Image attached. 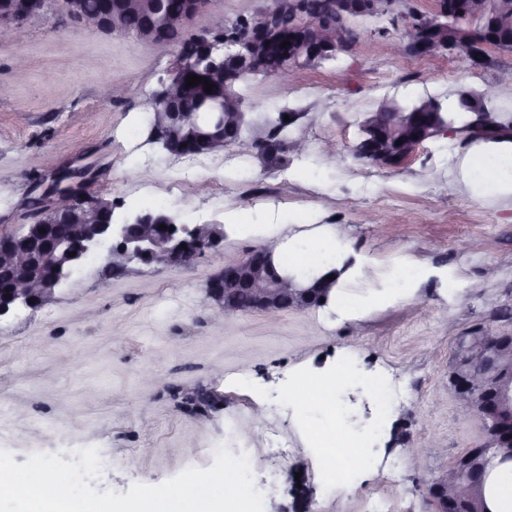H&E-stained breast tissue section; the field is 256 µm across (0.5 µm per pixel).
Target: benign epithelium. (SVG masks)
Returning a JSON list of instances; mask_svg holds the SVG:
<instances>
[{
	"mask_svg": "<svg viewBox=\"0 0 512 512\" xmlns=\"http://www.w3.org/2000/svg\"><path fill=\"white\" fill-rule=\"evenodd\" d=\"M51 0H0V39L11 37L14 31L30 20L47 15ZM67 14L79 24L108 33L122 32L123 18L130 12L152 17L136 38L159 52L168 51L163 29L179 28L189 33L191 23L201 16L208 0H183V11L177 15L162 13L163 0H114L112 7L100 12L88 9L86 0H64ZM307 0H265L255 13L242 17L245 28L232 39L209 38L206 33H190L198 55L190 61L179 57L168 82L155 92L157 105L151 123L150 138L166 151L179 139L196 152L226 147L233 127L245 124L243 101L236 95L238 81L259 69V61L270 50L285 60V67L276 79L285 85L298 81L307 69L312 55L323 58L338 50L351 48L361 36L353 25L356 17H374L383 13L384 0H324V11L313 19L306 13ZM483 0H434L431 13L415 9L411 0H392L391 15L409 21L405 40L394 45L395 53H411L420 57L450 55L464 57L474 64L488 60L492 51H502L505 45L486 34L468 40L448 35V22L464 16L474 17L483 10ZM293 14L298 17L302 34L282 28L281 19ZM285 41L290 45L283 48ZM191 73L217 75L224 92L214 105L195 112H183L177 107L179 86ZM480 120L468 133L482 138L512 137V125L497 121L492 113H479ZM429 126L433 136H455L458 131L448 124V113L436 109L426 112H375L360 125L363 139L354 147L356 155L367 156L379 165L393 164L394 157L406 161L411 146L426 141L421 125ZM388 130L402 144L392 147L378 135ZM277 132L267 138L250 137L237 142V148L249 153H273L277 150ZM91 168L68 169L53 176L52 183L36 199L37 211L44 219L26 224L19 234L0 235V259L11 263L19 276L9 288H0V316L9 311L40 306L51 299L71 275L82 266L86 257L103 251L109 260L120 257L142 264L181 266L211 249L224 237L219 224H182L176 215L167 213L154 220L140 212L123 224H98L96 219L102 201L86 193L91 180ZM73 224L77 232L59 241L53 236L54 225ZM164 224L168 229L161 230ZM174 231H169V227ZM237 282L249 289L252 307L266 314L283 309V299L295 301L296 309L304 310L313 304L314 288H296L292 281L280 275L273 266L269 249H263L260 262L250 260L224 266V271L208 285V297L214 302L217 315L236 310L232 289L226 284ZM34 304H29V301ZM450 380L455 398L465 410L472 407L471 393L488 392L490 400L482 408L492 411L487 422L495 419L491 432L500 433L503 424H512V358L501 345L471 341L464 351L454 357ZM483 469L475 456L463 458L457 475L442 476L435 492L468 497L474 482Z\"/></svg>",
	"mask_w": 512,
	"mask_h": 512,
	"instance_id": "7a95c632",
	"label": "benign epithelium"
}]
</instances>
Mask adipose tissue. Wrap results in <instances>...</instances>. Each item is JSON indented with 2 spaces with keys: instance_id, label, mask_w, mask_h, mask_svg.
<instances>
[{
  "instance_id": "adipose-tissue-1",
  "label": "adipose tissue",
  "mask_w": 512,
  "mask_h": 512,
  "mask_svg": "<svg viewBox=\"0 0 512 512\" xmlns=\"http://www.w3.org/2000/svg\"><path fill=\"white\" fill-rule=\"evenodd\" d=\"M461 173L475 196L512 197V141L471 144L462 158ZM248 230L271 243L275 268L298 287L330 278L329 300L336 313L347 315L371 304V297L352 291L364 276L365 258L331 226L308 229L287 219L280 224H252ZM358 379L354 359L347 358L335 371L300 372L288 382L289 402L298 405L324 456L335 462L340 474L357 464L365 437L347 424L335 397Z\"/></svg>"
}]
</instances>
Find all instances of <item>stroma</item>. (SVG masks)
I'll list each match as a JSON object with an SVG mask.
<instances>
[{
  "label": "stroma",
  "mask_w": 512,
  "mask_h": 512,
  "mask_svg": "<svg viewBox=\"0 0 512 512\" xmlns=\"http://www.w3.org/2000/svg\"><path fill=\"white\" fill-rule=\"evenodd\" d=\"M262 5L209 0L195 26L217 36ZM402 34L399 25L372 28L297 83L258 76L243 85L255 135L286 110L290 139L305 143L273 167L232 148L188 158L150 141V98L178 50L160 55L134 36L86 29L59 0L0 45V84L10 89L0 98V233L25 223L35 179L89 166L86 189L111 200L117 224L145 206L185 224L243 215L268 224L291 212L334 225L371 258L367 292L382 293L384 273L406 260L427 270L414 295L355 320L327 319L319 307L219 319L205 299L209 279L261 238L225 236L178 268H114L105 255H88L52 301L0 317V449L22 464L35 452L70 462L74 450L97 448L110 465L92 487L124 494L209 468L222 446L247 455L263 512H434L432 483L486 441L448 374L461 332L512 334V199L471 194L456 137L423 143L395 168L359 160L351 148L387 98L447 103L458 90L492 87L495 108L512 112V82L503 78L512 52H492L484 65L404 57L393 51ZM107 81L126 95L104 99ZM342 355L356 359L361 380L339 402L371 462L336 481L286 391L298 371L333 368ZM376 378L395 407L386 425ZM196 391L217 399L208 417L185 407Z\"/></svg>",
  "instance_id": "stroma-1"
}]
</instances>
